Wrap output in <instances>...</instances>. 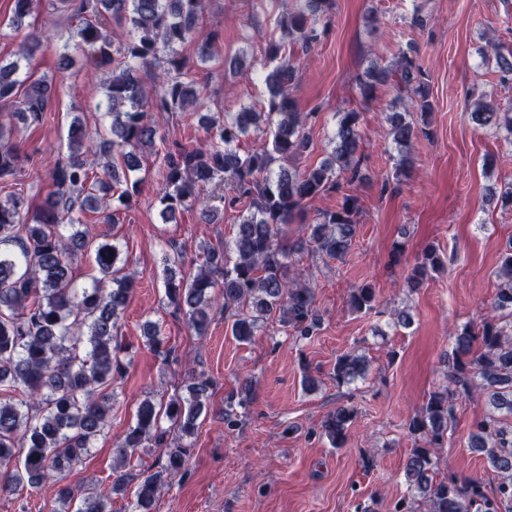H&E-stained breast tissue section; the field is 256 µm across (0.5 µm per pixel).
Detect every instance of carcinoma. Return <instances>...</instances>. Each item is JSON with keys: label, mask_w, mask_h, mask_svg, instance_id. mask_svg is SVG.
Listing matches in <instances>:
<instances>
[{"label": "carcinoma", "mask_w": 512, "mask_h": 512, "mask_svg": "<svg viewBox=\"0 0 512 512\" xmlns=\"http://www.w3.org/2000/svg\"><path fill=\"white\" fill-rule=\"evenodd\" d=\"M39 0H13L7 26L25 28ZM51 8L79 20V45L95 69L111 71L106 86L108 127L86 138L83 122L75 118L68 131V154L46 170L53 191L34 214L21 195L0 201V493L58 484L89 453L93 441L109 427L114 392H106L124 363L119 353L121 316L136 287V279L121 273L119 249L97 241L85 230L68 235L65 226L82 224L87 210L99 209L100 194H111L119 205L130 207L139 194L140 179L130 174L143 166V149L155 145L158 131L148 112L184 111L198 101L199 90L190 77V61L177 48L192 45L200 62L211 59L217 33L199 23L205 0H51ZM333 0H302L299 8L279 20L281 37L267 44L266 56L274 68L263 77L267 107H243L215 122L200 115L213 131L204 146L173 143L159 166L160 217L169 222L176 210L200 206L204 220L214 216L209 201L198 190L224 175L220 202L224 210L239 213L233 237L224 250L204 251L205 260L189 277L177 275L179 252L171 247L166 258L165 293L197 335L208 329L214 312H224L232 335L248 342L268 316L295 335H317L321 319L315 306V289L304 270L287 262L291 253L279 243L278 229L293 222L306 201L336 192L342 201L307 225L305 242L312 251L342 259L351 251L359 226L358 198L344 185L361 178L362 135L360 113L342 112L331 153L316 166L287 167L310 147L306 125L312 112L299 110L289 87L296 80L301 59L282 54L285 45L311 50L322 36L319 19L332 13ZM126 25L125 37L110 31L111 23ZM39 36L30 34L15 60L0 64V103L15 106L18 122L38 125L51 106L47 81L20 78L29 66ZM140 67L159 70L155 82L145 87L135 75ZM397 92L395 110L389 113L390 137L401 153L396 173L411 165L409 147L425 133L434 104L414 49L402 50L387 65L370 64L357 78L365 102L377 99L380 88ZM470 121L477 128L503 130L512 142V107L504 112L482 101L472 104ZM266 125L273 135L271 147L240 154V142ZM12 128L0 123V181L16 175L19 155L10 142ZM102 174L95 175V168ZM235 255L232 266L225 253ZM90 255L101 277L92 288L73 287L71 269L78 256ZM445 267L444 254L427 248L408 277V288ZM499 280L493 306L498 319L480 325L466 324L452 334L453 348L445 363L446 385L430 392L408 424L416 447L411 449L404 477L409 496L399 500L395 512H512V249L500 258ZM378 302L376 288L364 283L350 291L354 312H367ZM159 323L143 325L146 345L164 358ZM368 372L362 355L343 354L336 359L334 379L351 385ZM210 381L194 379L185 391L172 394L160 405L146 399L136 411L135 424L116 445L115 455L126 462L145 442H161L166 431L161 418L171 423L174 441L165 448V460L153 472L126 474L111 485H98L72 508L71 491L62 487L58 502L65 512H112V495L124 493L137 481L131 512H151L162 490L183 477L190 455V439L207 411ZM486 396L490 410L475 425L469 447L484 454L499 476L493 493L476 478L451 475L437 478V451L454 420L458 401L475 393ZM355 419L350 405H340L324 422L330 443L339 448Z\"/></svg>", "instance_id": "obj_1"}]
</instances>
